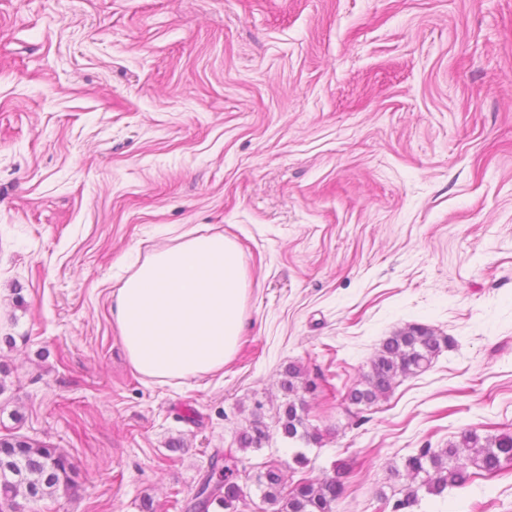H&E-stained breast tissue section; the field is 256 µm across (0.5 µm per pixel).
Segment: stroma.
I'll return each mask as SVG.
<instances>
[{
	"instance_id": "35a3bbf8",
	"label": "stroma",
	"mask_w": 512,
	"mask_h": 512,
	"mask_svg": "<svg viewBox=\"0 0 512 512\" xmlns=\"http://www.w3.org/2000/svg\"><path fill=\"white\" fill-rule=\"evenodd\" d=\"M190 229L238 243L247 326L223 371L159 382L113 294ZM410 324L453 344L350 404ZM291 363L321 437L298 474ZM0 380V434L76 466L40 512H175L218 450L235 512H270L268 461L344 464L336 512H381L408 455L512 433V0H0ZM419 498L512 512V462ZM283 388L288 392V404L283 414L278 415V425L288 441L317 442V433H311L305 426L302 413L305 402L298 397L299 385H305L304 371L298 365H289L284 373ZM299 401V406L296 403ZM300 411V413H299ZM270 439V433L266 427L260 425V422H254L250 428L242 430L239 435L237 442L239 449L247 451L250 448L258 450L262 448V444Z\"/></svg>"
}]
</instances>
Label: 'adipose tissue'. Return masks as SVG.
I'll return each mask as SVG.
<instances>
[{"label": "adipose tissue", "instance_id": "ef3b65f1", "mask_svg": "<svg viewBox=\"0 0 512 512\" xmlns=\"http://www.w3.org/2000/svg\"><path fill=\"white\" fill-rule=\"evenodd\" d=\"M247 288L239 248L220 232L188 231L147 255L112 302L132 367L161 382L222 370L245 331Z\"/></svg>", "mask_w": 512, "mask_h": 512}]
</instances>
